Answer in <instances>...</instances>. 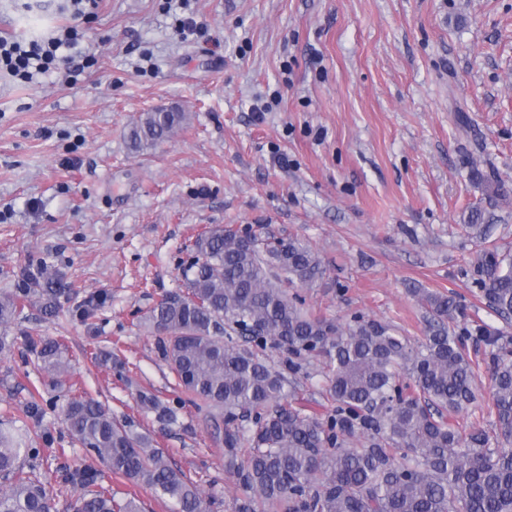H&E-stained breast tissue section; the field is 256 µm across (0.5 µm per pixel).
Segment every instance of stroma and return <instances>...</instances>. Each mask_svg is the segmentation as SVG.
<instances>
[{
  "label": "stroma",
  "instance_id": "obj_1",
  "mask_svg": "<svg viewBox=\"0 0 512 512\" xmlns=\"http://www.w3.org/2000/svg\"><path fill=\"white\" fill-rule=\"evenodd\" d=\"M73 24L84 36L62 50L71 71L0 75V295L40 261L71 285L58 316L36 300L0 325L13 342L0 354V427L37 449L33 474L57 512H73L86 469L144 512H170L72 442L62 411L78 396L133 422L212 512L243 497L211 409L178 388L146 321L213 226L308 241L327 264L299 291L315 315H361L415 342L426 291L456 297L458 326L512 336L461 229L490 210V244L512 251V200L490 207L469 180L476 167L512 192V0H99L78 23L66 0H0V37ZM172 107L187 122L132 151L134 120ZM31 336L59 340L65 373L40 369ZM322 375L314 362L297 376L298 405L319 414L334 407ZM142 391L176 407L177 423L161 427ZM34 394L38 425L23 414Z\"/></svg>",
  "mask_w": 512,
  "mask_h": 512
}]
</instances>
